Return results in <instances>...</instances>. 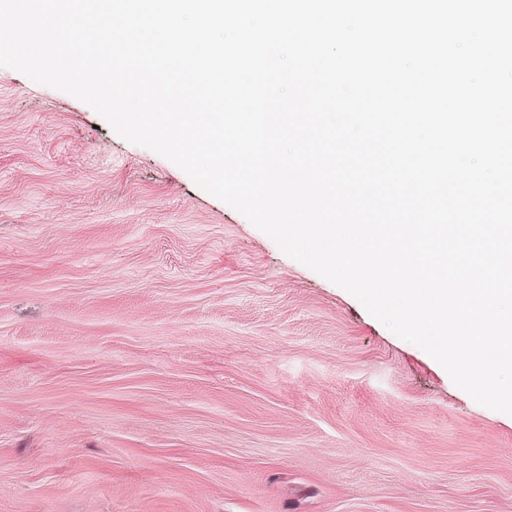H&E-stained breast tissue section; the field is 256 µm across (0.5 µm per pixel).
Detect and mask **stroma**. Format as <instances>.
<instances>
[{
  "label": "stroma",
  "instance_id": "stroma-1",
  "mask_svg": "<svg viewBox=\"0 0 512 512\" xmlns=\"http://www.w3.org/2000/svg\"><path fill=\"white\" fill-rule=\"evenodd\" d=\"M0 512H512V415L0 67Z\"/></svg>",
  "mask_w": 512,
  "mask_h": 512
}]
</instances>
